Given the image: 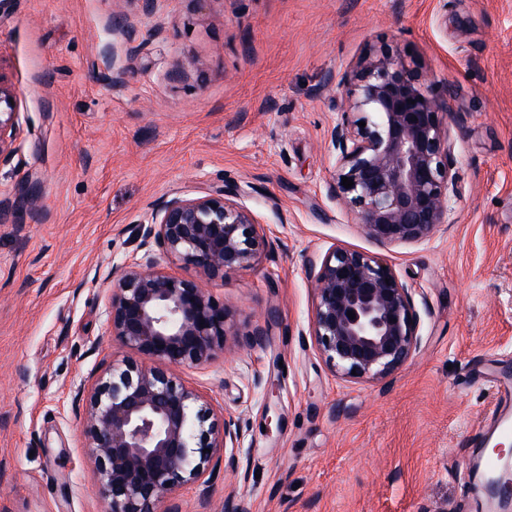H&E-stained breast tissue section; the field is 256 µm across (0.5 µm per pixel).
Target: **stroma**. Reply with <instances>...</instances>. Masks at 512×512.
I'll list each match as a JSON object with an SVG mask.
<instances>
[{"instance_id":"35a3bbf8","label":"stroma","mask_w":512,"mask_h":512,"mask_svg":"<svg viewBox=\"0 0 512 512\" xmlns=\"http://www.w3.org/2000/svg\"><path fill=\"white\" fill-rule=\"evenodd\" d=\"M379 49L456 115L462 194L421 243H376L328 195L339 80ZM0 67L26 144L0 198L42 183L0 223V512H104L78 394L128 352L93 274L139 256L151 205L234 184L272 247L209 289L266 338L174 368L240 441L168 506L512 512L481 465L512 375V0H0ZM332 247L392 265L421 313L385 380L340 377L312 334L305 266ZM39 185L38 179L30 181L15 191L12 202L0 201V222L6 223L11 219L12 223H19L28 212L35 213Z\"/></svg>"}]
</instances>
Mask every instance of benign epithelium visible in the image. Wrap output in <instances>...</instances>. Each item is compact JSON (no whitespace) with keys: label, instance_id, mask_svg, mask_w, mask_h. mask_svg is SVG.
Instances as JSON below:
<instances>
[{"label":"benign epithelium","instance_id":"benign-epithelium-1","mask_svg":"<svg viewBox=\"0 0 512 512\" xmlns=\"http://www.w3.org/2000/svg\"><path fill=\"white\" fill-rule=\"evenodd\" d=\"M340 86L344 102L331 131L336 165L329 196L353 211L381 245L432 239L448 223L459 181L448 103L388 50L368 56ZM14 99V85L0 68V163L21 151ZM344 177L354 185L343 186ZM39 185L30 181L13 201H0V222L18 223L36 211ZM243 196L236 185L222 186L152 206L140 228L143 255L102 283L112 338L145 358L112 361L86 403L85 433L108 512H172L161 505L176 485L201 479L217 451L228 452L227 464L234 465L237 430L209 421L202 397L168 367L213 359L230 334L249 347L265 340L258 325L232 329L230 311L204 287L270 248ZM159 254L194 275L169 273ZM305 275L315 292L313 336L341 377L382 381L417 353L420 313L392 266L333 247L309 261Z\"/></svg>","mask_w":512,"mask_h":512}]
</instances>
